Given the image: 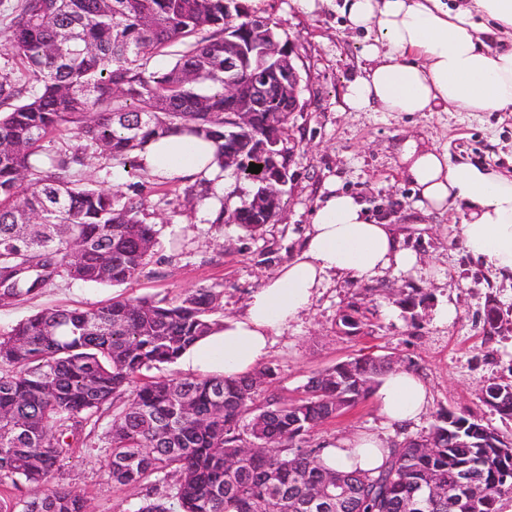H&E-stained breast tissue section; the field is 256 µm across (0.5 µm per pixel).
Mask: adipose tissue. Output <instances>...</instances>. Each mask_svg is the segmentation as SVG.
Instances as JSON below:
<instances>
[{
	"label": "adipose tissue",
	"instance_id": "ef3b65f1",
	"mask_svg": "<svg viewBox=\"0 0 512 512\" xmlns=\"http://www.w3.org/2000/svg\"><path fill=\"white\" fill-rule=\"evenodd\" d=\"M350 28L369 32L362 53L370 65L346 89L353 112H512V0H344ZM216 145L176 132L150 143L140 158L161 178H215ZM400 162L429 213L459 212L465 253L512 276V175L480 163L450 164L447 152L405 141ZM394 225L372 216L355 195L330 188L314 211L299 253L251 293L242 315L181 357L184 370L227 377L251 374L268 356L272 335L309 309L332 274L367 281L382 271L410 269ZM374 396L392 424L416 421L428 405L418 376L397 367ZM386 441L361 433L340 438L322 455L325 466L369 471L384 464Z\"/></svg>",
	"mask_w": 512,
	"mask_h": 512
}]
</instances>
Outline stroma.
Masks as SVG:
<instances>
[{
    "label": "stroma",
    "mask_w": 512,
    "mask_h": 512,
    "mask_svg": "<svg viewBox=\"0 0 512 512\" xmlns=\"http://www.w3.org/2000/svg\"><path fill=\"white\" fill-rule=\"evenodd\" d=\"M242 2L249 12L272 22L281 41L296 46L304 79L305 107L291 114L286 129L290 170L277 219L254 234L237 224L214 223L213 199L187 195L181 183H141L110 157L88 148L83 165L75 169L77 178L144 197L146 221L157 233L154 255L127 284L60 278L41 293L0 299V331L45 309L92 310L119 298L172 299L200 288L220 293L217 318L241 314L250 294L298 252L317 202L335 186L395 224L417 262L366 283L329 276L309 310L272 336L265 363L275 376L260 389L258 401L297 399L309 377L338 362L388 357L398 367L411 368L426 385L430 399L420 418L401 428L389 425L370 396L309 433L305 447L359 432L400 441L428 433L446 409L512 439V420H503L481 400L488 384L512 380V336L490 339L483 329L487 299L512 312V277H499L464 253L455 237L459 213L419 210L398 161L403 142L412 139L447 149L451 162L479 161L511 174L512 112L346 111V87L368 62L362 55L364 33L344 25L342 0H315L310 12L293 0ZM414 288L425 301L410 311L400 299ZM353 302L370 307L372 315L360 331L345 335L338 332L336 319ZM443 306L456 311L445 323L437 318ZM111 421L112 408L104 406L98 420L86 427L82 445L66 460L60 478L85 498L88 512H135L145 498L165 495L168 483L113 485L104 443Z\"/></svg>",
    "instance_id": "obj_1"
}]
</instances>
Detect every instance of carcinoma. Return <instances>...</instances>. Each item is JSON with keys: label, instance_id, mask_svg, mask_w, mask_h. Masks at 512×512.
<instances>
[{"label": "carcinoma", "instance_id": "obj_1", "mask_svg": "<svg viewBox=\"0 0 512 512\" xmlns=\"http://www.w3.org/2000/svg\"><path fill=\"white\" fill-rule=\"evenodd\" d=\"M239 0H21L0 46L26 63L27 83L0 78V296L37 294L63 276L120 285L138 278L157 244L145 203L75 179L85 148L50 154L41 142L62 125L134 176L139 153L169 133L218 145L224 167V56L252 36ZM159 56L172 63L154 66ZM262 159L241 155L243 178L264 189ZM219 295L201 288L170 302L116 300L94 310L37 312L0 333V478L26 485L0 497V512H87L55 481L87 422L128 393L105 433L112 483L172 478L166 500L137 512H300L344 483L340 512H498L512 498V442L450 411L425 435L389 445L374 472H341L304 436L369 396L394 365L340 362L311 376L301 398L256 403L270 366L243 377L155 378L222 325ZM486 334H512L492 319ZM349 306L336 326L356 330ZM482 402L512 420V383L489 385Z\"/></svg>", "mask_w": 512, "mask_h": 512}]
</instances>
